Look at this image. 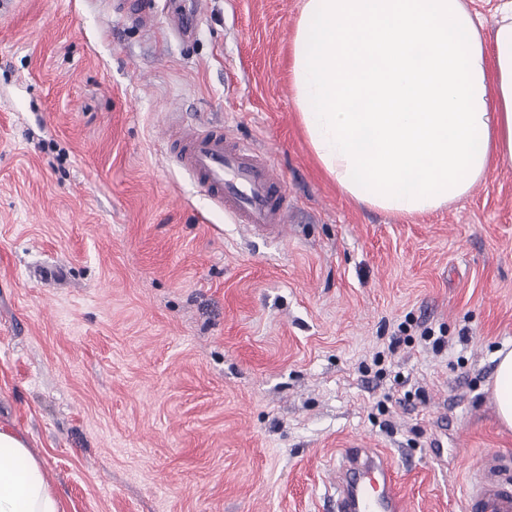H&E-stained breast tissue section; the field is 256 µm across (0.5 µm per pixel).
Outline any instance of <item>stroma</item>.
Instances as JSON below:
<instances>
[{"mask_svg": "<svg viewBox=\"0 0 512 512\" xmlns=\"http://www.w3.org/2000/svg\"><path fill=\"white\" fill-rule=\"evenodd\" d=\"M190 3L140 27L111 0H0V425L69 512H336L359 439L407 512H470L478 459H512V165L418 217L354 204L297 120L302 0H207L181 39ZM176 122L271 154L287 237L168 159ZM492 395L502 425L512 429V349L497 351Z\"/></svg>", "mask_w": 512, "mask_h": 512, "instance_id": "stroma-1", "label": "stroma"}]
</instances>
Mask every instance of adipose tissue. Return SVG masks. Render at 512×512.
<instances>
[{
  "mask_svg": "<svg viewBox=\"0 0 512 512\" xmlns=\"http://www.w3.org/2000/svg\"><path fill=\"white\" fill-rule=\"evenodd\" d=\"M463 0H303L294 106L325 174L402 217L448 206L512 163V0L490 36ZM492 395L512 429V349ZM0 512H67L26 436L0 426Z\"/></svg>",
  "mask_w": 512,
  "mask_h": 512,
  "instance_id": "1",
  "label": "adipose tissue"
}]
</instances>
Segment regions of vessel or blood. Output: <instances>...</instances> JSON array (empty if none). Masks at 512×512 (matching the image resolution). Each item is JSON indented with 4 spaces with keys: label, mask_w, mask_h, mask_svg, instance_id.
I'll use <instances>...</instances> for the list:
<instances>
[{
    "label": "vessel or blood",
    "mask_w": 512,
    "mask_h": 512,
    "mask_svg": "<svg viewBox=\"0 0 512 512\" xmlns=\"http://www.w3.org/2000/svg\"><path fill=\"white\" fill-rule=\"evenodd\" d=\"M170 154L234 223L254 233L282 236L288 223V193L270 156L229 137L223 125L184 130ZM395 464L382 453L353 444L336 469L339 512H405L394 481ZM482 481L468 498L473 512H512V478L495 456L481 462Z\"/></svg>",
    "instance_id": "b4317fda"
}]
</instances>
